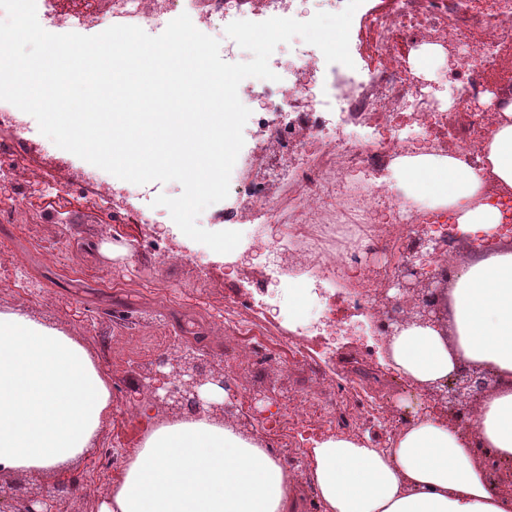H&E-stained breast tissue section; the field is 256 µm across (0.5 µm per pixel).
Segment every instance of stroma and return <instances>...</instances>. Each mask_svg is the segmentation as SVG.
<instances>
[{
	"label": "stroma",
	"mask_w": 512,
	"mask_h": 512,
	"mask_svg": "<svg viewBox=\"0 0 512 512\" xmlns=\"http://www.w3.org/2000/svg\"><path fill=\"white\" fill-rule=\"evenodd\" d=\"M52 147L35 130L20 155L29 171L25 204L37 212L38 221L0 230V267L20 264L32 287L20 297L0 286V310H19L78 339L108 376L112 405L84 457L38 476L21 473L17 479L38 492L78 478L70 512H101L129 455L151 427L133 411L135 370L197 332L205 338L203 350L210 362L225 368L235 344L224 333V300L249 295L257 277L248 272L225 278L223 255L186 237L171 217L149 226L127 224L86 204L82 190L62 201L49 195L46 182L68 185L75 170L85 166L72 154L56 160ZM146 235L160 236L181 249V260L171 264L147 251L131 256L128 242ZM364 347L357 337L340 336L326 354L317 356L316 367L286 358L247 377L243 414L257 428L269 417L286 413L289 398L314 387L321 372L329 386L350 385L366 407L402 405L406 382L379 357L364 355ZM115 448L123 449V456H112Z\"/></svg>",
	"instance_id": "1"
}]
</instances>
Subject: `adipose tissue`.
<instances>
[{
    "mask_svg": "<svg viewBox=\"0 0 512 512\" xmlns=\"http://www.w3.org/2000/svg\"><path fill=\"white\" fill-rule=\"evenodd\" d=\"M489 132L484 166L419 154L397 164L410 193L452 210L463 236L491 239L500 205L479 202L485 178L512 188V102ZM447 330L409 323L387 339V363L425 390L467 362L499 375L476 437L426 411L390 440L342 433L306 448L323 512H512V478L491 482L483 447L512 460V249L466 261L449 290ZM111 408L108 378L66 332L0 311V471L41 474L79 460ZM292 479L263 442L206 418L153 427L103 512H297Z\"/></svg>",
    "mask_w": 512,
    "mask_h": 512,
    "instance_id": "1",
    "label": "adipose tissue"
}]
</instances>
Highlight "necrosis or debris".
<instances>
[{
	"label": "necrosis or debris",
	"instance_id": "obj_1",
	"mask_svg": "<svg viewBox=\"0 0 512 512\" xmlns=\"http://www.w3.org/2000/svg\"><path fill=\"white\" fill-rule=\"evenodd\" d=\"M41 2L44 20L57 29L103 31L122 24L154 34L185 13L198 30L217 36L222 58L230 63L239 60L240 48L225 33L229 23L312 16L300 0H73L67 9ZM353 20L364 65L326 63L317 47L296 39L287 76L241 82L239 98L250 104L263 146L237 159L231 202L216 218L247 226L254 238L263 236L266 224H280L283 236L272 247L278 259L274 276L307 284L347 269L356 285L337 307L370 316L384 337L391 315L385 295L397 268L367 272L365 257L393 251L425 230L448 238L435 261L443 279L457 281L460 261L447 209L414 201L383 177L399 158L422 148L442 156L458 153L478 164L500 117L479 102L512 73V0H363ZM432 51L455 61L446 75L449 97L437 96L415 68ZM27 132L24 112L0 101V185L19 200L28 180L12 148L26 142ZM268 167L280 182L275 196L257 179ZM79 183L93 188L94 205L117 216L128 195L158 191L150 183L105 181L93 170ZM273 326L247 302L224 305V328L243 339L240 353L247 362H279L283 348L270 337ZM366 419L365 412L348 410L342 398L314 392L297 399L275 435L284 445L295 433L356 435Z\"/></svg>",
	"mask_w": 512,
	"mask_h": 512
}]
</instances>
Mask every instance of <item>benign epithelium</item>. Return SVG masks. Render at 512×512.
<instances>
[{
  "instance_id": "benign-epithelium-1",
  "label": "benign epithelium",
  "mask_w": 512,
  "mask_h": 512,
  "mask_svg": "<svg viewBox=\"0 0 512 512\" xmlns=\"http://www.w3.org/2000/svg\"><path fill=\"white\" fill-rule=\"evenodd\" d=\"M443 248L444 240L431 234L412 243L404 253L405 275L392 279L395 294L387 301L395 303L408 294L426 297L435 288L448 289L447 281L434 268V261ZM447 315L446 309L426 302L418 308L414 321L443 327ZM139 376L147 390V394L138 398L140 405L166 408L178 415L188 410L194 417L220 421L234 408L236 391L227 384L223 371L209 365L202 350L194 345L177 344L175 355H160L149 368L140 371ZM497 383L499 379L493 374L462 363L432 391V396L450 408L461 410ZM210 385L227 392L228 400L216 401L204 396V390ZM79 485L74 479L66 485L34 493L0 479V512H65L61 502L77 491Z\"/></svg>"
}]
</instances>
